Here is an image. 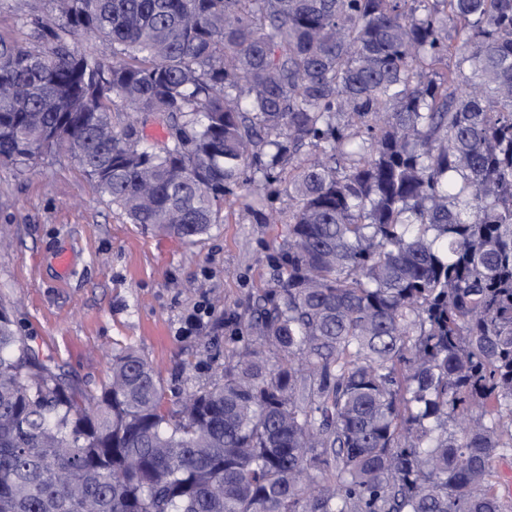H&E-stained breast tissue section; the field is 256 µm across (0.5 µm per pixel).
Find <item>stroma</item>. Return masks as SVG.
I'll use <instances>...</instances> for the list:
<instances>
[{"instance_id": "obj_1", "label": "stroma", "mask_w": 512, "mask_h": 512, "mask_svg": "<svg viewBox=\"0 0 512 512\" xmlns=\"http://www.w3.org/2000/svg\"><path fill=\"white\" fill-rule=\"evenodd\" d=\"M279 230L239 204L187 245L131 223L67 154L26 169L0 163V305L68 382L99 388L113 353L131 348L172 403L219 375L238 320L273 277ZM61 252L72 261L65 276L54 263ZM196 311L200 332L181 335Z\"/></svg>"}]
</instances>
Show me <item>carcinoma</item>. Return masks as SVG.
Instances as JSON below:
<instances>
[{"label": "carcinoma", "mask_w": 512, "mask_h": 512, "mask_svg": "<svg viewBox=\"0 0 512 512\" xmlns=\"http://www.w3.org/2000/svg\"><path fill=\"white\" fill-rule=\"evenodd\" d=\"M49 2L0 40V159L64 150L184 243L244 189L283 242L175 409L130 348L65 382L0 308V512H512V0ZM491 482L504 499L512 500V451H505L496 459Z\"/></svg>", "instance_id": "carcinoma-1"}]
</instances>
